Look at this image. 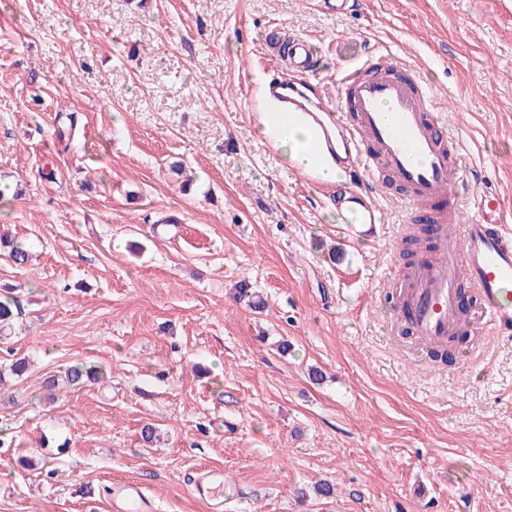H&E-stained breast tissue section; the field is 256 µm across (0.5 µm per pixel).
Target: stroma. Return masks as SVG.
I'll list each match as a JSON object with an SVG mask.
<instances>
[{
	"label": "stroma",
	"mask_w": 512,
	"mask_h": 512,
	"mask_svg": "<svg viewBox=\"0 0 512 512\" xmlns=\"http://www.w3.org/2000/svg\"><path fill=\"white\" fill-rule=\"evenodd\" d=\"M272 27L308 42L331 100L367 56L415 65L464 149V216L480 181L512 210L504 0H0V234L32 255L0 251L19 308L0 366L30 361L0 387V512H113L119 479L208 512L206 468L224 512H512V340L450 366L392 343L385 282L414 257L345 239L261 136L263 83L293 79ZM77 362L104 379L44 400ZM321 479L333 497H298ZM194 495L209 503L212 511L220 512L224 508V500L219 490L224 489L223 474L218 470H205L191 483Z\"/></svg>",
	"instance_id": "1"
}]
</instances>
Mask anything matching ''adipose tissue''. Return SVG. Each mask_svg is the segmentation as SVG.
Segmentation results:
<instances>
[{
	"label": "adipose tissue",
	"mask_w": 512,
	"mask_h": 512,
	"mask_svg": "<svg viewBox=\"0 0 512 512\" xmlns=\"http://www.w3.org/2000/svg\"><path fill=\"white\" fill-rule=\"evenodd\" d=\"M261 133L274 138L278 146L288 153L294 166L314 172L317 179L324 183L341 181L342 172L333 157L315 150L314 131L306 121L297 118L290 122L288 127H265Z\"/></svg>",
	"instance_id": "obj_1"
}]
</instances>
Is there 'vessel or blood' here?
Returning a JSON list of instances; mask_svg holds the SVG:
<instances>
[{
    "label": "vessel or blood",
    "instance_id": "1",
    "mask_svg": "<svg viewBox=\"0 0 512 512\" xmlns=\"http://www.w3.org/2000/svg\"><path fill=\"white\" fill-rule=\"evenodd\" d=\"M288 64L308 74L316 62L304 41L288 43ZM335 101L310 108L303 96L284 94L279 84L269 92L280 103L271 117L283 124L296 115L315 124L332 119L345 146L343 182L331 196L345 233L353 240L379 239L384 232L376 197L384 184L399 187L409 212L427 220L426 258L411 264L390 284L415 336L443 347L461 328H492L512 337V224L500 194L478 189V217L464 221L458 204L456 175L461 168L459 140L448 130L433 92L420 75L399 62L374 58L346 70ZM223 475L206 470L191 483L194 495L211 512H222ZM114 512H154L143 486L118 481L111 488Z\"/></svg>",
    "mask_w": 512,
    "mask_h": 512
}]
</instances>
